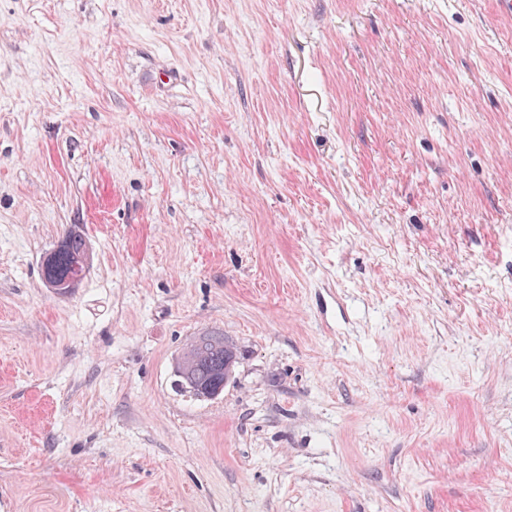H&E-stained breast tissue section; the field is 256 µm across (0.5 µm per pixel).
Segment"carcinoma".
<instances>
[{"label": "carcinoma", "instance_id": "1", "mask_svg": "<svg viewBox=\"0 0 512 512\" xmlns=\"http://www.w3.org/2000/svg\"><path fill=\"white\" fill-rule=\"evenodd\" d=\"M89 245L77 233H69L52 250L50 263L44 274L63 282L71 279L77 269L87 264ZM190 362L178 386L195 393L201 389L224 388V337L205 334L193 340L188 347Z\"/></svg>", "mask_w": 512, "mask_h": 512}]
</instances>
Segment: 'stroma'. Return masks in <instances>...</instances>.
Listing matches in <instances>:
<instances>
[{
  "mask_svg": "<svg viewBox=\"0 0 512 512\" xmlns=\"http://www.w3.org/2000/svg\"><path fill=\"white\" fill-rule=\"evenodd\" d=\"M0 512H512V17L0 0ZM89 245L85 238L77 233H69L51 250L50 263L42 275L63 282L70 280L77 273L78 267L87 264ZM190 362L185 376H180L185 364L182 360L177 365L176 373L180 378L177 385L185 392L197 398L211 399L223 392L234 363V356L229 352L224 355V336L219 334H205L193 340L187 349ZM210 391L206 389H217Z\"/></svg>",
  "mask_w": 512,
  "mask_h": 512,
  "instance_id": "obj_1",
  "label": "stroma"
}]
</instances>
